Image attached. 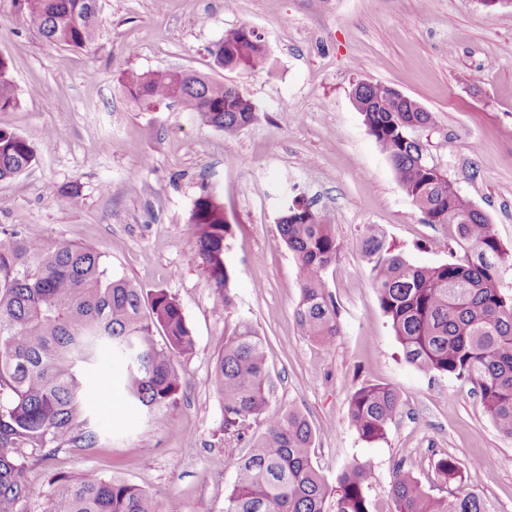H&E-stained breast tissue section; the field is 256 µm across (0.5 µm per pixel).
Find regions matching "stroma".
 <instances>
[{
    "label": "stroma",
    "mask_w": 512,
    "mask_h": 512,
    "mask_svg": "<svg viewBox=\"0 0 512 512\" xmlns=\"http://www.w3.org/2000/svg\"><path fill=\"white\" fill-rule=\"evenodd\" d=\"M91 44H47L20 0H0V57L10 63L19 103L0 127L29 137L36 160L0 181V229L86 246L113 275L144 292L166 290L194 340L176 360L184 379L165 429L116 394L120 373L101 357L88 388L94 448H63L32 461L35 495L23 512H49L70 478L116 477L147 491L161 512H224L232 462L268 416L300 410L314 433L312 460L335 481L369 464L372 512H392L395 465L411 463L434 496L449 488L435 461L453 456L487 512H512V439L504 438L469 385L408 363L380 308L370 267L356 245L375 224L412 264L447 262L448 234L422 223L374 138L351 90L388 85L433 112L422 131L431 161L489 218L512 250V8L482 0H100ZM247 26L274 58V72L217 68L211 49ZM179 70L238 86L257 119L229 136L178 106L140 110L119 76ZM223 204L234 305L223 311L195 253V200ZM301 202L346 244L325 273L339 334L317 344L295 321L300 271L278 224ZM264 342L271 387L262 415L241 438L224 435L215 359L239 321ZM386 383L402 410L384 440L360 439L348 419L352 394ZM497 458L494 473L474 468Z\"/></svg>",
    "instance_id": "1"
}]
</instances>
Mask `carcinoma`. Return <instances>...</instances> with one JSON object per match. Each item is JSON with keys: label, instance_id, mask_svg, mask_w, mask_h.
I'll return each instance as SVG.
<instances>
[{"label": "carcinoma", "instance_id": "carcinoma-1", "mask_svg": "<svg viewBox=\"0 0 512 512\" xmlns=\"http://www.w3.org/2000/svg\"><path fill=\"white\" fill-rule=\"evenodd\" d=\"M42 39L82 49L99 25V0H22ZM216 67L251 73L275 69L260 38L240 26L224 34L213 52ZM8 60L0 57V111L17 105ZM122 93L149 111L177 103L200 121L235 135L258 109L233 84L169 70H128ZM371 136L390 161L397 181L425 224L448 230V262L411 264L386 244L372 224L358 240L370 265L373 288L407 362L418 369L473 385L497 431L512 439V292L503 285L512 252L492 230L488 216L461 195L428 156L418 133L435 126L417 102L394 98L391 87L359 82L352 90ZM35 162L30 139L0 128V180L13 179ZM196 252L222 307L234 305L232 272L224 242L231 225L224 205L200 196L190 215ZM282 240L297 259L301 298L295 318L302 335L319 343L338 333L336 306L324 274L344 250L331 225L310 206L295 203L279 223ZM194 340L178 302L165 290L144 294L131 281L108 274L95 249L3 231L0 238V512H21L35 495L24 472L33 456L60 448H93L87 429L86 371L105 351L126 366V395L146 410L156 427L167 425L183 379L175 359L192 352ZM213 383L224 402V435L241 436L267 405L269 373L262 339L247 321L224 337ZM397 389L368 383L353 394L348 417L360 439L385 438L399 414ZM314 432L290 409L269 420L264 432L234 462L225 512H371L366 490L370 467L346 466L328 483L313 465ZM435 470L456 485L446 497L430 494L401 460L391 483L395 512H487L483 499L461 488L456 459L440 457ZM50 512H161L146 491L121 479L65 481Z\"/></svg>", "mask_w": 512, "mask_h": 512}]
</instances>
